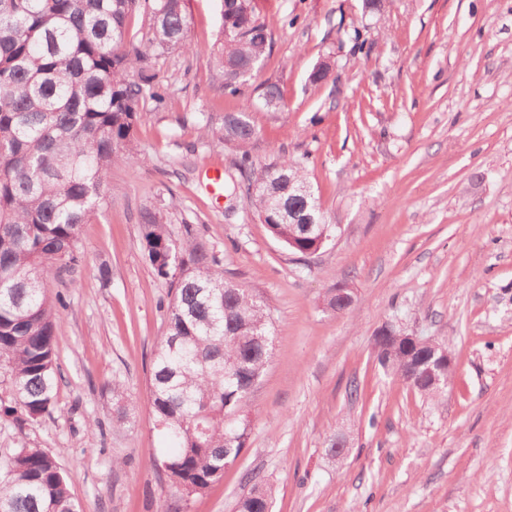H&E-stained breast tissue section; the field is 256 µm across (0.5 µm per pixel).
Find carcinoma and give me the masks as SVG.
Returning <instances> with one entry per match:
<instances>
[{"label": "carcinoma", "instance_id": "cac0c4a2", "mask_svg": "<svg viewBox=\"0 0 512 512\" xmlns=\"http://www.w3.org/2000/svg\"><path fill=\"white\" fill-rule=\"evenodd\" d=\"M141 14L144 27L128 30ZM185 0H0V362L11 370L14 405L0 422L18 426L51 412L58 385L56 326L66 309L51 284L81 262L80 228L97 218L106 175L146 162L134 132L147 100L164 101L148 63L152 52L192 50ZM271 50L252 0H222L216 67L237 93ZM137 75H131L132 71ZM258 134L246 113L224 115L223 138L239 148ZM237 188L272 236L311 255L333 237L317 196H306L305 165L283 158L236 162ZM142 248L168 285L167 334L154 352L151 407L175 451L152 466L177 491L202 495L246 447L250 395L269 363L275 335L270 310L224 277L214 248L191 224L175 230L147 211ZM327 289L326 308L345 313ZM376 349L380 366L422 396L429 386L408 363L440 354L444 342L421 338ZM117 423L132 421L123 384L111 387ZM237 512H271L275 488L251 475ZM0 512H81L58 456L23 445L0 468Z\"/></svg>", "mask_w": 512, "mask_h": 512}]
</instances>
